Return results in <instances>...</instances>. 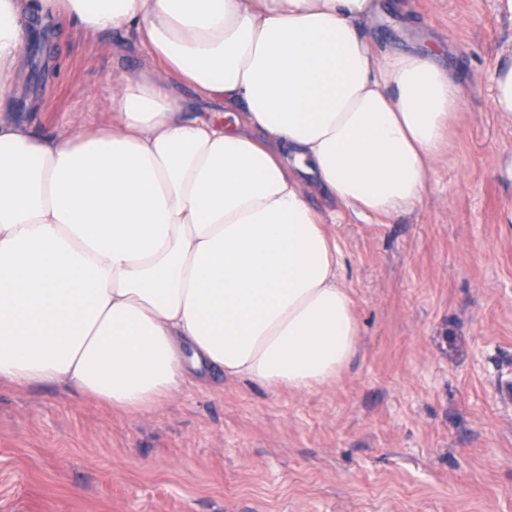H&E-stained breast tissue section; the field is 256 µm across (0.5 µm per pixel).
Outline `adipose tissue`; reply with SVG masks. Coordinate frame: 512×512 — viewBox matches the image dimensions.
<instances>
[{"label":"adipose tissue","instance_id":"obj_1","mask_svg":"<svg viewBox=\"0 0 512 512\" xmlns=\"http://www.w3.org/2000/svg\"><path fill=\"white\" fill-rule=\"evenodd\" d=\"M377 0H0V383H67L137 414L194 369L332 385L359 326L311 188L357 214L422 201L461 86L380 51ZM152 61L106 124L43 136L13 89L27 17ZM187 86L211 112L182 111Z\"/></svg>","mask_w":512,"mask_h":512}]
</instances>
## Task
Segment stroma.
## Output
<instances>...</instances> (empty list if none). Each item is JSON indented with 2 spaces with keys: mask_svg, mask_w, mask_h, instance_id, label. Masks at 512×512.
<instances>
[{
  "mask_svg": "<svg viewBox=\"0 0 512 512\" xmlns=\"http://www.w3.org/2000/svg\"><path fill=\"white\" fill-rule=\"evenodd\" d=\"M380 48L433 47L462 87L460 121L422 203L355 215L314 193L360 329L330 386L271 390L199 369L131 416L73 387L0 384V512H512V122L491 108L512 56L503 0H380ZM27 48L14 104L56 135L108 120L133 37Z\"/></svg>",
  "mask_w": 512,
  "mask_h": 512,
  "instance_id": "35a3bbf8",
  "label": "stroma"
}]
</instances>
